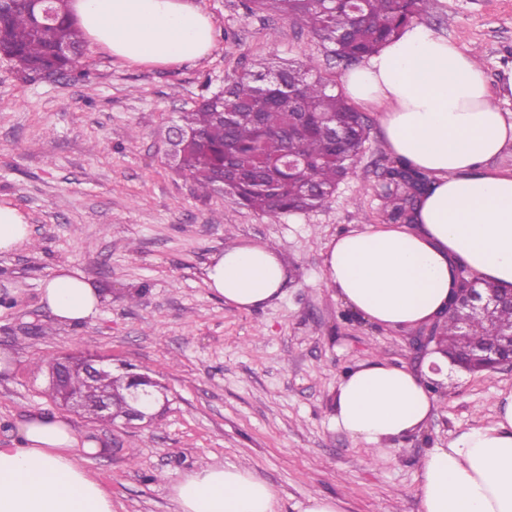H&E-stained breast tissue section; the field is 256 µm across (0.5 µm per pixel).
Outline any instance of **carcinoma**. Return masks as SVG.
Here are the masks:
<instances>
[{"label":"carcinoma","mask_w":512,"mask_h":512,"mask_svg":"<svg viewBox=\"0 0 512 512\" xmlns=\"http://www.w3.org/2000/svg\"><path fill=\"white\" fill-rule=\"evenodd\" d=\"M71 0H3L0 3V49L21 74L53 70L63 74L74 57L54 49L84 44L82 31L71 17ZM429 0H247V9L270 11L308 28L328 43L331 52L348 65L358 64L420 19ZM271 72L262 61L224 88L223 96L203 99L179 113L176 125L185 132L175 154L177 167L202 193L219 190L241 205L272 221L290 212L325 206L338 184L355 166L368 139L367 119L336 86L315 73L307 62L277 69L280 82L291 92L274 107L264 106L262 78ZM299 155L308 168L299 174L285 167L286 158ZM383 217L388 224H409L430 183L429 176L408 161L391 157L375 173ZM446 337L442 347L453 355L459 336L456 320L437 323ZM503 330L512 331V309L498 319L475 317L470 333L492 343ZM70 387L91 398L100 389L112 390L115 414L127 403L122 373L107 372L90 383L82 372L69 376Z\"/></svg>","instance_id":"1"}]
</instances>
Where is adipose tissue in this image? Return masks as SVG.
<instances>
[{"label":"adipose tissue","instance_id":"1","mask_svg":"<svg viewBox=\"0 0 512 512\" xmlns=\"http://www.w3.org/2000/svg\"><path fill=\"white\" fill-rule=\"evenodd\" d=\"M72 13L92 45L127 63L176 65L214 48L211 18L193 0H73ZM345 95L381 114L390 155L431 180L412 223L350 230L325 246V285L354 313L385 329L443 319L458 270L512 290V114L502 111L483 68L426 25L413 23L343 78ZM212 293L237 309L263 308L282 296L288 272L266 243L233 245L205 269ZM42 301L66 324L94 320L102 302L75 269L44 282ZM425 376L380 357L345 371L332 420L352 440L373 446L420 433L445 381L442 354ZM13 446H0V512H112V497L81 460L96 452L63 418L33 412ZM178 512H277V492L244 468L209 465L173 487ZM419 512H512V395L490 427L461 431L422 457Z\"/></svg>","mask_w":512,"mask_h":512}]
</instances>
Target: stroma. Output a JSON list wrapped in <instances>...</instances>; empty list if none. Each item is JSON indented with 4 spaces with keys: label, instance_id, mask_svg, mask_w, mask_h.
<instances>
[{
    "label": "stroma",
    "instance_id": "35a3bbf8",
    "mask_svg": "<svg viewBox=\"0 0 512 512\" xmlns=\"http://www.w3.org/2000/svg\"><path fill=\"white\" fill-rule=\"evenodd\" d=\"M215 46L184 64H128L98 47L66 77L19 76L0 58V203L19 209L31 243L0 253V444L39 411L97 442L88 456L112 512H177L173 485L211 463L271 484L277 512L321 493L341 512H418L417 464L470 427L493 425L512 370L450 372L421 435L374 454L331 422L336 382L377 354L422 364L409 332L379 328L324 284L325 245L383 223L376 169L388 152L380 115L354 170L319 209L270 221L219 192L201 195L169 156L178 112L231 83L253 60H309L341 83L345 69L307 28L241 0H195ZM422 22L479 56L491 87L512 67V0H430ZM265 242L290 279L273 305L242 311L207 288L205 267L229 245ZM81 271L104 298L100 315L58 324L41 301L56 268ZM95 353L150 372L167 389L159 422L119 431L51 402L49 359ZM136 460H129V450Z\"/></svg>",
    "mask_w": 512,
    "mask_h": 512
}]
</instances>
